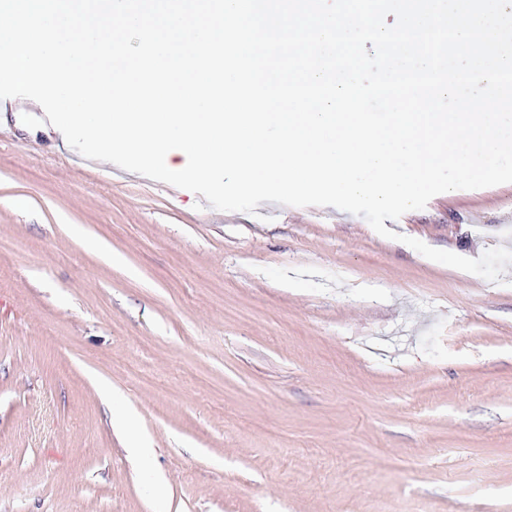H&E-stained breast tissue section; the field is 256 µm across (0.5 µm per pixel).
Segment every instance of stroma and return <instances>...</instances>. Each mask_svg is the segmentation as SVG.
Instances as JSON below:
<instances>
[{"label":"stroma","instance_id":"obj_1","mask_svg":"<svg viewBox=\"0 0 512 512\" xmlns=\"http://www.w3.org/2000/svg\"><path fill=\"white\" fill-rule=\"evenodd\" d=\"M384 225L512 249V183ZM504 279L331 206L213 209L0 102V512H512Z\"/></svg>","mask_w":512,"mask_h":512}]
</instances>
